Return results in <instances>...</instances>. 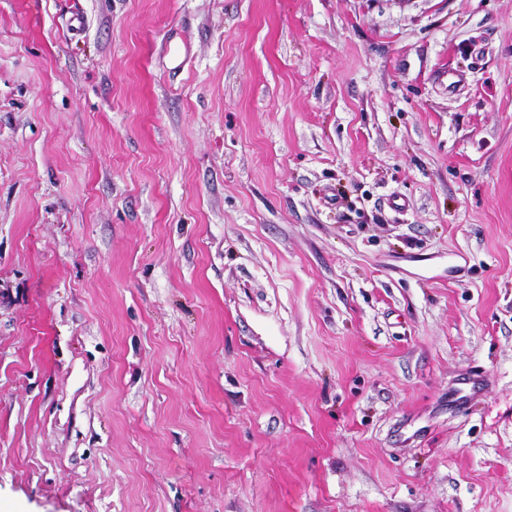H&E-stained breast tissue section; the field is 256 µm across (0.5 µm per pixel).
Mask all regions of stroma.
<instances>
[{"mask_svg":"<svg viewBox=\"0 0 512 512\" xmlns=\"http://www.w3.org/2000/svg\"><path fill=\"white\" fill-rule=\"evenodd\" d=\"M0 512H512V0H0Z\"/></svg>","mask_w":512,"mask_h":512,"instance_id":"obj_1","label":"stroma"}]
</instances>
